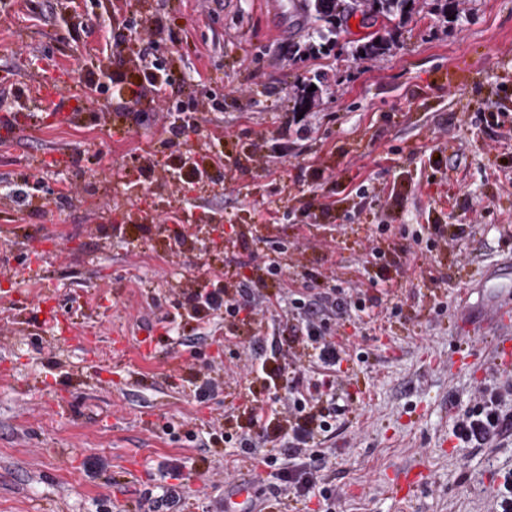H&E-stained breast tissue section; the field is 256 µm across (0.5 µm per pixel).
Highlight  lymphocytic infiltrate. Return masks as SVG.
<instances>
[{
	"instance_id": "f902f5d3",
	"label": "lymphocytic infiltrate",
	"mask_w": 512,
	"mask_h": 512,
	"mask_svg": "<svg viewBox=\"0 0 512 512\" xmlns=\"http://www.w3.org/2000/svg\"><path fill=\"white\" fill-rule=\"evenodd\" d=\"M99 27L104 33V57H118L132 49L140 67L138 81L154 111L161 113L165 132L179 140L197 132L198 121L188 117L194 102L175 96L174 80L155 56L153 35L162 30L161 19L135 10L121 22L109 14L102 16ZM376 230L402 239L405 255L415 245L430 253L444 249L466 234L462 224L452 236L439 224H423L415 231L404 224H380ZM271 249L268 255L251 254L249 265L256 277L239 274L221 288L203 281L190 289L181 309L184 321L194 322V333L178 334L176 343L184 349L200 348L211 340L216 318H223L228 331L224 349L231 360L225 375L244 377L263 390L246 405L245 424L209 435L202 447L221 440L239 456L266 468L275 481L274 499L283 510L294 501L301 504L302 512H335L342 495L325 473L329 458L325 442L336 432L340 413L336 396L346 376L343 363H363L368 358L351 337L339 335L338 330L353 316H373L379 307L390 317H400L403 305L392 301L385 288L373 295L361 288H320L318 269L292 271L286 241H272ZM269 279L283 285L284 295L262 292L261 283ZM261 314L267 317L266 326L253 331L249 354L240 357L236 330L252 328ZM281 384L286 387L282 396L276 392ZM451 435L458 447L474 451L512 441V376L480 387L474 400L458 409Z\"/></svg>"
}]
</instances>
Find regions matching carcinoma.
Returning <instances> with one entry per match:
<instances>
[{
	"label": "carcinoma",
	"mask_w": 512,
	"mask_h": 512,
	"mask_svg": "<svg viewBox=\"0 0 512 512\" xmlns=\"http://www.w3.org/2000/svg\"><path fill=\"white\" fill-rule=\"evenodd\" d=\"M305 9L313 22L311 38L324 40L331 36L339 40L345 33V23L355 11L363 15L382 17L399 26L410 17L415 0H304ZM390 49V42L382 35L362 44L356 56H377Z\"/></svg>",
	"instance_id": "obj_1"
}]
</instances>
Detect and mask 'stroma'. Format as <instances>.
<instances>
[{
  "label": "stroma",
  "mask_w": 512,
  "mask_h": 512,
  "mask_svg": "<svg viewBox=\"0 0 512 512\" xmlns=\"http://www.w3.org/2000/svg\"><path fill=\"white\" fill-rule=\"evenodd\" d=\"M279 2L148 0L164 24L160 60L177 90L208 106L185 147L216 138L224 153L204 190L170 179L178 158L153 110L137 123L99 110L80 125L49 118L48 97L71 96L87 76L88 51L103 43L99 15L124 19L123 0H11L0 12V113L25 102L37 115L24 130L0 129V182L47 172L29 206L0 209V512H147L173 465L185 512H211L230 453L186 434L235 420L246 392L226 383L199 401L224 344L192 356L166 316L193 281L235 273L262 237L297 243L293 262L322 271L323 287L382 278L404 302L403 318L341 329L368 352L347 365L354 402L328 442L342 512H484L496 469L512 465V446L474 453L448 436L456 410L492 378L493 341L465 337L459 294L512 257L500 233L512 225V0H459L455 19L440 0H416L395 45L366 58L354 48L385 21L357 14L340 43L300 59L288 46L307 40L309 18L300 0ZM313 71L325 79L304 142L288 114ZM44 72L45 95L32 96ZM123 177L137 183L131 194L105 197L104 182ZM365 183L379 198L358 194ZM69 185L66 203L57 192ZM185 197L239 225V238L225 243L201 222L173 249L162 217ZM379 224H467L471 234L460 249L399 255L382 270L364 262ZM440 270L447 283L432 284ZM44 305L81 336L53 341ZM414 465L426 479L400 499L392 480Z\"/></svg>",
  "instance_id": "obj_1"
}]
</instances>
